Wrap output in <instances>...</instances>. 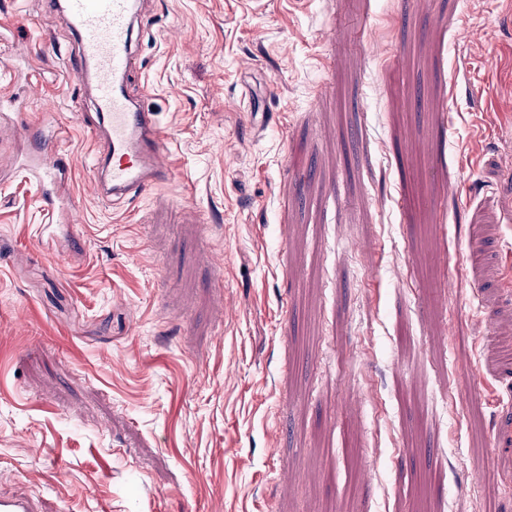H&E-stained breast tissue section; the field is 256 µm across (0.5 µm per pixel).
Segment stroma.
Listing matches in <instances>:
<instances>
[{
  "label": "stroma",
  "mask_w": 512,
  "mask_h": 512,
  "mask_svg": "<svg viewBox=\"0 0 512 512\" xmlns=\"http://www.w3.org/2000/svg\"><path fill=\"white\" fill-rule=\"evenodd\" d=\"M180 174L37 233L10 128L95 102L0 0V494L49 512H512V0H143ZM496 485L472 487L473 470Z\"/></svg>",
  "instance_id": "obj_1"
}]
</instances>
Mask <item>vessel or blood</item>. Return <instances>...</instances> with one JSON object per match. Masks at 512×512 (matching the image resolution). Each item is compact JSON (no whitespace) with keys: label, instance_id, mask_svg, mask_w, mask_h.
Returning <instances> with one entry per match:
<instances>
[{"label":"vessel or blood","instance_id":"vessel-or-blood-1","mask_svg":"<svg viewBox=\"0 0 512 512\" xmlns=\"http://www.w3.org/2000/svg\"><path fill=\"white\" fill-rule=\"evenodd\" d=\"M61 11L74 37L75 48L65 74L90 79L96 116L75 113L78 127L89 130L100 146L95 162L100 169L99 194L124 202L175 179L176 162L167 145L166 132L156 115L144 111L128 90L137 66L135 23L139 0H40ZM70 135L69 127L38 129V147L25 165L30 178L44 188L42 204L59 222L75 221L76 212L65 202L71 167L53 156L52 149ZM0 512H43L26 493L0 495Z\"/></svg>","mask_w":512,"mask_h":512}]
</instances>
